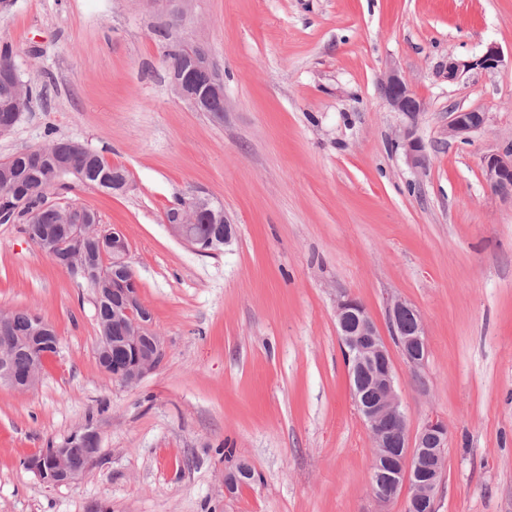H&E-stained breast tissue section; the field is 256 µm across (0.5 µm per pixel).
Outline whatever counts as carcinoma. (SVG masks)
<instances>
[{"label":"carcinoma","instance_id":"obj_1","mask_svg":"<svg viewBox=\"0 0 512 512\" xmlns=\"http://www.w3.org/2000/svg\"><path fill=\"white\" fill-rule=\"evenodd\" d=\"M184 39L175 40L165 56L168 68L174 70L186 61L183 49ZM14 70L12 50L0 48V113L27 112L33 104V89L28 93L19 92L11 76ZM72 176L79 182L106 190L112 189V182L127 181V172L121 166H114L104 156L91 150L84 144L71 139H58L28 156L23 152L15 153L0 161V209L15 210L14 223L20 225V231L28 235L30 241L43 253H49L45 246L47 233L62 228L72 208H59L49 204L48 195L56 190H66L69 184L64 178ZM224 234L222 224H196L193 237L199 251H218L221 245L214 241ZM53 263L67 270L78 285H88L94 292L101 288L112 287V276L123 281L134 278L132 269L113 273L112 253L101 250L97 242L85 246V252L79 257L69 252H55ZM81 262L89 263L95 275L88 279L79 275L75 267ZM42 325L46 321L32 312H12L9 317V329L17 336L29 335L33 323ZM97 323L100 331L115 340H120L125 324L112 321V304L100 305Z\"/></svg>","mask_w":512,"mask_h":512}]
</instances>
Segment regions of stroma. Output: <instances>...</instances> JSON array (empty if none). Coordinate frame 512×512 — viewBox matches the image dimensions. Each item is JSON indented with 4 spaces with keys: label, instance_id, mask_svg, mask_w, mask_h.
<instances>
[{
    "label": "stroma",
    "instance_id": "1",
    "mask_svg": "<svg viewBox=\"0 0 512 512\" xmlns=\"http://www.w3.org/2000/svg\"><path fill=\"white\" fill-rule=\"evenodd\" d=\"M158 0H14L0 13L34 104L0 160L73 139L124 167L129 187L51 194L120 229L142 303L164 336L139 384L97 362L93 294L0 224V312L53 325L60 352L39 384L0 386V512H406L368 484L373 448L354 406L334 306L349 293L388 335L386 302L420 311V371L391 358L410 434L437 416L449 439L435 512H512V202L488 189L483 155L512 146V68L448 59L512 53V0H192L169 30ZM202 44L224 76L223 121L178 99L173 39ZM397 69L424 100L393 111ZM485 112L449 138L448 108ZM425 147L408 162L399 136ZM201 193L232 243L200 253L166 212ZM96 460L51 486L24 469L86 424ZM248 462L250 483L224 489ZM504 65V56L499 48L495 44H491L487 47L486 51L476 59L472 60H456L448 59L447 77L449 81L457 80L461 74L472 69H496L499 66ZM381 89L388 105L396 112L414 118L425 110L424 101L409 87L397 70H391L381 83Z\"/></svg>",
    "mask_w": 512,
    "mask_h": 512
}]
</instances>
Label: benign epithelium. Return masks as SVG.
<instances>
[{
	"instance_id": "1",
	"label": "benign epithelium",
	"mask_w": 512,
	"mask_h": 512,
	"mask_svg": "<svg viewBox=\"0 0 512 512\" xmlns=\"http://www.w3.org/2000/svg\"><path fill=\"white\" fill-rule=\"evenodd\" d=\"M206 62L207 70L221 105H226L222 81L207 49L197 46ZM504 64L499 46L492 44L476 59H448V81L457 80L461 74L472 69H496ZM172 88L178 98L199 109L201 103L192 85L182 76L171 79ZM388 105L409 118L425 110L424 101L409 87L407 81L396 70L390 71L381 83ZM485 124V114L477 109L453 107L448 110L447 133L450 137H466L480 130ZM402 146L409 163L420 167L425 162L424 146L413 137L409 129L403 132ZM481 175L485 185L495 194L512 200V152L502 151L486 154L481 159ZM210 199L194 195L192 208L186 209L184 223H197L200 212L208 211ZM89 225L83 217L74 218L66 228L65 235L71 242V250L82 248ZM102 241L112 249L113 264L123 269L128 266L129 245L119 230L101 232ZM139 302L136 284L115 290L112 296V318L116 321L124 316L132 318L127 325L123 342L136 351L129 360L112 359V379L124 385L139 383L155 372L162 364L166 344L164 337L145 319L135 318V307ZM336 328L343 355L348 367L352 395L357 411L366 425L378 455L386 458L392 449L402 448L404 453L398 465L385 470L370 469L369 486L376 501L385 505L395 499L403 489H408V512H417L422 504L434 502L436 489L441 481L445 462L444 448L448 445V426L439 418H431L423 424L420 432L411 438L408 435L407 415L402 408L396 390L394 365L388 346L377 325L363 303L349 294L336 296ZM387 321L394 343L407 364L414 370L424 366L427 359V331L420 311L404 298H392L387 303ZM40 329H35L27 339L11 335L7 322L0 323V385L18 391L33 389L40 380V360L44 353L36 351L35 342ZM26 344L30 351V363L23 373H18L12 364L15 349ZM25 469L40 480L52 485H66L77 480L87 468L73 462L70 449L62 444L50 449L48 456L35 455L26 458Z\"/></svg>"
}]
</instances>
